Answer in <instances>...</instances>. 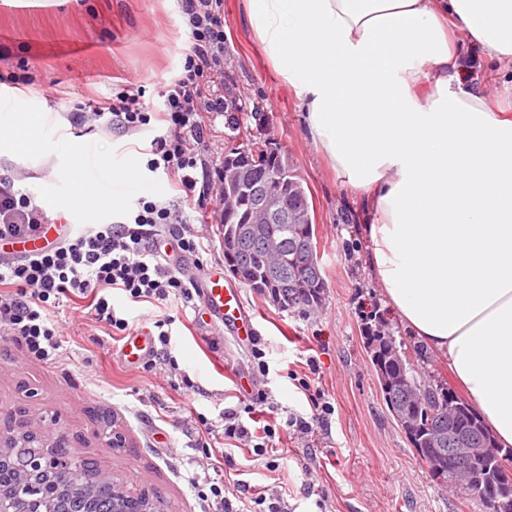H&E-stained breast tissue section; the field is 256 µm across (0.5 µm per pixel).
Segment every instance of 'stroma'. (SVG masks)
I'll list each match as a JSON object with an SVG mask.
<instances>
[{"mask_svg":"<svg viewBox=\"0 0 512 512\" xmlns=\"http://www.w3.org/2000/svg\"><path fill=\"white\" fill-rule=\"evenodd\" d=\"M224 84L245 101L250 119L232 125L211 119L204 148L216 169L227 146L273 139L286 151L307 186L314 208L318 251L327 281L326 298L305 317L284 311L243 289L258 316L259 337L269 363L267 375L253 369L250 347L194 323L192 309L169 306L174 316L170 351L179 375L151 373L124 365L120 341L75 323L70 308L57 309L64 327V354L54 364L23 359L12 337L0 330V417L24 407L35 422L56 420L73 436L76 454L94 458L104 471L129 486L155 492L169 512H200L202 503L186 479L203 453L197 446L195 413L217 419L238 404L239 384L263 389L267 422L289 413H310L307 396L289 379L302 371L307 354L319 361L312 388L324 391L335 408L330 432L306 447L279 430L285 452L277 470L249 450L226 448L218 470L226 492L246 496L262 485L286 484L289 512H479L465 494L433 481L387 409L365 350L362 315L381 307L380 290L363 259L371 223L363 199L345 187L308 138L301 109L251 35L243 0H224ZM187 36L174 0H49L47 7L0 5V71L34 81L26 99L10 100L0 84V123L30 128L38 163L28 155H0V165L23 175V185L48 216H62L75 228L119 220L140 197H169L165 180L149 173L133 148V137L95 130L75 136L67 120L77 102L102 101L124 81L145 85L147 102L175 74L177 52ZM467 80L495 101L512 100V72L488 59L457 35ZM135 166L126 180L116 173ZM89 186L96 205L83 204ZM384 320L402 339L419 369L451 381L448 366L418 337ZM124 429L128 445L109 448L94 435L96 415Z\"/></svg>","mask_w":512,"mask_h":512,"instance_id":"35a3bbf8","label":"stroma"}]
</instances>
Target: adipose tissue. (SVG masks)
<instances>
[{"instance_id":"ef3b65f1","label":"adipose tissue","mask_w":512,"mask_h":512,"mask_svg":"<svg viewBox=\"0 0 512 512\" xmlns=\"http://www.w3.org/2000/svg\"><path fill=\"white\" fill-rule=\"evenodd\" d=\"M318 151L365 193V264L512 447V113L458 75L456 33L512 68V0H245Z\"/></svg>"}]
</instances>
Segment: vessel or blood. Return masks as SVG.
I'll use <instances>...</instances> for the list:
<instances>
[{
	"label": "vessel or blood",
	"mask_w": 512,
	"mask_h": 512,
	"mask_svg": "<svg viewBox=\"0 0 512 512\" xmlns=\"http://www.w3.org/2000/svg\"><path fill=\"white\" fill-rule=\"evenodd\" d=\"M68 224H49L40 237L17 242L12 254L29 255L44 249L65 235ZM197 297L205 309L210 324L217 330H226L239 340L247 341L256 333L257 317L245 310L241 292L224 276L222 268H207L195 272ZM153 352L150 330L141 326L126 336L121 347V357L127 365L135 366L148 360Z\"/></svg>",
	"instance_id": "vessel-or-blood-1"
}]
</instances>
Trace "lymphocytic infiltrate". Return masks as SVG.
Returning <instances> with one entry per match:
<instances>
[{"label":"lymphocytic infiltrate","instance_id":"f902f5d3","mask_svg":"<svg viewBox=\"0 0 512 512\" xmlns=\"http://www.w3.org/2000/svg\"><path fill=\"white\" fill-rule=\"evenodd\" d=\"M188 45L181 50L176 75L167 82L157 105L145 101V86L127 83L104 102L77 104L68 120L81 133L109 130L125 135L151 134L149 172L164 176L173 195L168 199L142 197L122 220L92 224L71 233L37 255L0 264V329L17 341L28 358L51 363L63 352V330L54 311L69 303L80 318L115 336L134 327L128 308L167 304L192 305L196 284L158 249L169 241L174 255L201 266L208 238L199 212L221 208L218 181L210 175L202 148L210 135L206 114H224L229 104L217 82L224 77L223 0H177ZM50 218L22 188L12 171L0 173V241L14 242L38 235ZM123 305H115V297ZM309 416L288 415L286 430L313 439L327 427L334 407L324 392H312L307 379ZM265 391L254 392L243 409L228 408L219 423L197 415L198 445L213 449L218 440L236 448L265 454L276 436L271 424L253 426L258 408L266 406ZM203 512H288L282 486H265L246 497H229L214 481L202 495Z\"/></svg>","mask_w":512,"mask_h":512}]
</instances>
